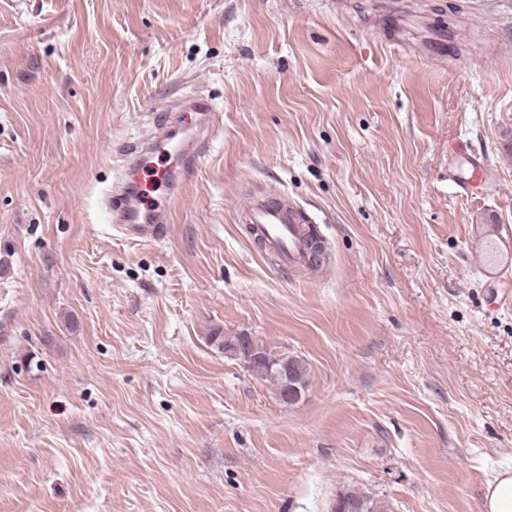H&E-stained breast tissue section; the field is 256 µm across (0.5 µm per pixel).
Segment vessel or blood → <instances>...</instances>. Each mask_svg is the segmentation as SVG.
<instances>
[{
  "mask_svg": "<svg viewBox=\"0 0 512 512\" xmlns=\"http://www.w3.org/2000/svg\"><path fill=\"white\" fill-rule=\"evenodd\" d=\"M219 114L209 99L190 98L158 120V133L148 141L126 145L125 168L108 198V221L121 234L140 240L160 238L183 203L181 188L197 172ZM165 154L171 161L155 164L151 155ZM241 223L251 225L265 250L280 257L289 268L311 260L303 227L308 219L287 195L267 193L240 201Z\"/></svg>",
  "mask_w": 512,
  "mask_h": 512,
  "instance_id": "obj_1",
  "label": "vessel or blood"
}]
</instances>
